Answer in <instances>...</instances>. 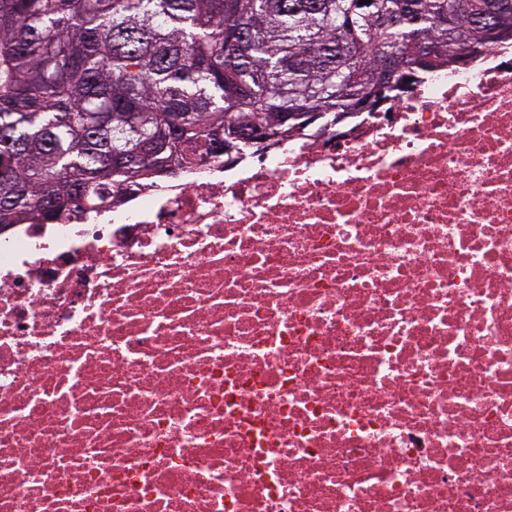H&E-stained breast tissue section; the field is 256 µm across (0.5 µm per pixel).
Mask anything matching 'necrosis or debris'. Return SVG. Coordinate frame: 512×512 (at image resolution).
I'll list each match as a JSON object with an SVG mask.
<instances>
[{
  "instance_id": "necrosis-or-debris-1",
  "label": "necrosis or debris",
  "mask_w": 512,
  "mask_h": 512,
  "mask_svg": "<svg viewBox=\"0 0 512 512\" xmlns=\"http://www.w3.org/2000/svg\"><path fill=\"white\" fill-rule=\"evenodd\" d=\"M0 512H512V47L0 233Z\"/></svg>"
}]
</instances>
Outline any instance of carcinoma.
<instances>
[{
    "label": "carcinoma",
    "instance_id": "1",
    "mask_svg": "<svg viewBox=\"0 0 512 512\" xmlns=\"http://www.w3.org/2000/svg\"><path fill=\"white\" fill-rule=\"evenodd\" d=\"M512 44V0H0V226L224 157L235 126L390 99L416 74Z\"/></svg>",
    "mask_w": 512,
    "mask_h": 512
}]
</instances>
